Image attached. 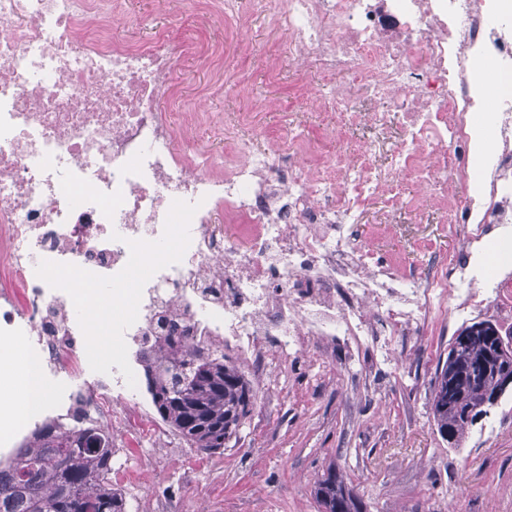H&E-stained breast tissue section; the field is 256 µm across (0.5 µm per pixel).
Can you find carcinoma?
<instances>
[{"instance_id": "obj_1", "label": "carcinoma", "mask_w": 512, "mask_h": 512, "mask_svg": "<svg viewBox=\"0 0 512 512\" xmlns=\"http://www.w3.org/2000/svg\"><path fill=\"white\" fill-rule=\"evenodd\" d=\"M495 338L472 332L448 345L437 364L429 414L440 437L459 448L473 427L498 407L505 393L490 359ZM152 404L159 417L202 452L220 449L224 428L250 412L252 388L225 356L185 350L180 358L157 357ZM323 512H367V506L334 467L316 482ZM0 512H126L125 498L112 488V437L95 424L64 428L43 423L29 444L0 468Z\"/></svg>"}]
</instances>
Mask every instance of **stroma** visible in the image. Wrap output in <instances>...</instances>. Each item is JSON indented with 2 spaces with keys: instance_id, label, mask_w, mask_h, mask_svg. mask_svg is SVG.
<instances>
[{
  "instance_id": "stroma-1",
  "label": "stroma",
  "mask_w": 512,
  "mask_h": 512,
  "mask_svg": "<svg viewBox=\"0 0 512 512\" xmlns=\"http://www.w3.org/2000/svg\"><path fill=\"white\" fill-rule=\"evenodd\" d=\"M127 24L120 38L146 44L158 33L187 35L207 50L224 44L231 24L202 22L194 0H113ZM249 45L236 57L243 84L227 80L224 64L186 58L175 83L172 121L195 112L194 135L209 140L214 123L228 112L250 113L249 130L292 125L306 138L322 127L318 108L302 101L304 82L288 63V34L254 14ZM425 190L404 188L405 208L390 234L383 209L364 214L358 227L379 259L399 266L420 263L423 254L448 253L456 243L440 228V216H417ZM448 339L430 337L399 377L379 376L351 383L330 355L329 367L298 358L275 371L266 389L255 390L250 412L223 451L199 452L172 436L171 450L152 453L144 463L137 494L126 501L148 506L175 503L178 512H319L314 487L336 465L367 504V512H512V394L491 413L498 427L487 442L469 434L461 448L448 447L428 414L430 382Z\"/></svg>"
}]
</instances>
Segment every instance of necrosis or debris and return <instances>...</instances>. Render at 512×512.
I'll return each mask as SVG.
<instances>
[{
	"label": "necrosis or debris",
	"instance_id": "1",
	"mask_svg": "<svg viewBox=\"0 0 512 512\" xmlns=\"http://www.w3.org/2000/svg\"><path fill=\"white\" fill-rule=\"evenodd\" d=\"M262 2L297 71L345 77L318 98L324 137L359 127L366 147L315 164L318 142L259 141L240 114L202 141L193 114L163 112L194 41L129 45L112 0H0V339L41 395L18 436L53 380L65 419L165 447L164 424L136 419L167 336L247 367L338 347L355 375L476 313L512 326V262L482 253L512 252V0ZM408 179L458 247L400 273L357 224L377 203L400 213ZM103 328L126 350L105 368L87 354Z\"/></svg>",
	"mask_w": 512,
	"mask_h": 512
}]
</instances>
